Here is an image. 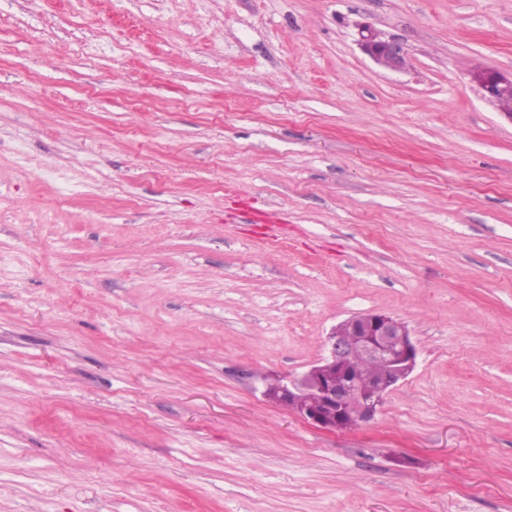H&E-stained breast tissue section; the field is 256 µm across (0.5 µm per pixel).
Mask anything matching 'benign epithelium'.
<instances>
[{
  "label": "benign epithelium",
  "instance_id": "benign-epithelium-1",
  "mask_svg": "<svg viewBox=\"0 0 512 512\" xmlns=\"http://www.w3.org/2000/svg\"><path fill=\"white\" fill-rule=\"evenodd\" d=\"M358 45L377 65L401 71L407 64V49L395 39H385L368 24L358 31ZM484 96L512 86V75L482 70L474 75ZM356 358L374 361L381 374L367 386L359 384L350 363ZM417 348L407 326L382 313L355 315L341 322L327 336L325 355L300 375L282 382L275 394L262 396L278 404L294 402L302 419L327 430L340 431L371 421L384 397L399 386L416 366Z\"/></svg>",
  "mask_w": 512,
  "mask_h": 512
}]
</instances>
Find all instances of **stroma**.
<instances>
[{"label":"stroma","mask_w":512,"mask_h":512,"mask_svg":"<svg viewBox=\"0 0 512 512\" xmlns=\"http://www.w3.org/2000/svg\"><path fill=\"white\" fill-rule=\"evenodd\" d=\"M485 69L512 0H0V512H512ZM368 312L418 349L371 422L254 392ZM358 45L377 65L390 71H402L407 64V49L395 39H385L371 25L363 24L358 31Z\"/></svg>","instance_id":"stroma-1"}]
</instances>
